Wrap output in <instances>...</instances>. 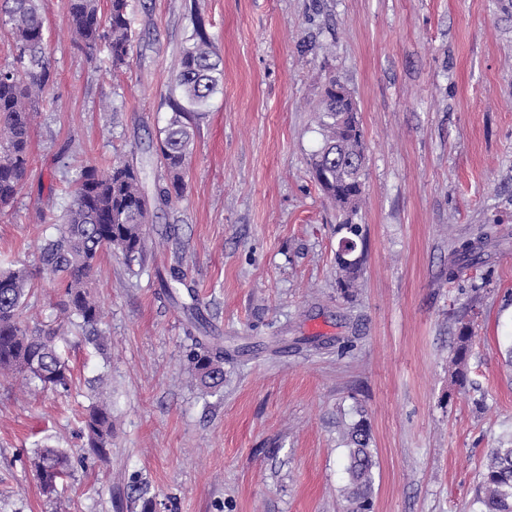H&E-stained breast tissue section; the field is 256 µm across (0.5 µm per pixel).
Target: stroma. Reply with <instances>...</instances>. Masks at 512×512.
Segmentation results:
<instances>
[{
  "mask_svg": "<svg viewBox=\"0 0 512 512\" xmlns=\"http://www.w3.org/2000/svg\"><path fill=\"white\" fill-rule=\"evenodd\" d=\"M41 10L56 104L36 114L27 183L0 209V269H37L56 235L32 216L64 213L77 174L59 166L65 145L101 168L133 162L155 197L196 20L223 83L194 116L184 191L156 206L143 265L97 261L103 348L69 327L66 391L0 377V512H118L135 476L166 512H344L342 431L361 419L374 512H477L486 456L512 442V0H132L117 70L72 41L63 0ZM331 75L357 102L367 157L363 271L347 293L336 211L310 166ZM482 230L479 264L449 280L453 243ZM176 264L196 318L159 285ZM56 293L36 278L30 325L57 323ZM196 336L224 340L218 390L188 383ZM99 401L112 408L104 462L83 458L78 423ZM40 445L73 459L60 499L30 470Z\"/></svg>",
  "mask_w": 512,
  "mask_h": 512,
  "instance_id": "35a3bbf8",
  "label": "stroma"
}]
</instances>
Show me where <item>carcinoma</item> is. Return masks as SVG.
Listing matches in <instances>:
<instances>
[{"mask_svg": "<svg viewBox=\"0 0 512 512\" xmlns=\"http://www.w3.org/2000/svg\"><path fill=\"white\" fill-rule=\"evenodd\" d=\"M66 16L74 41L93 53L105 47L112 68L128 63L133 35L130 27V0H109L107 16H102L99 0H65ZM0 21L11 26L15 57L0 67V206L13 201L27 183L31 122L39 107L54 105L45 95L53 83L54 71L45 41V21L39 0H0ZM193 43L182 52L173 81L186 101L171 104L172 116L161 132L158 149L168 175L159 188L158 200L166 203L184 190V174L193 153L196 127L190 113L200 112L218 91L223 71L214 59L212 43L197 27ZM317 124L321 145L312 155L314 178L326 197L343 217L338 231L344 233L336 252L338 284L343 289L357 287L363 255L356 254L362 227L353 223L364 192L366 146L363 130L350 112L336 111V96L324 95ZM70 201L58 228L40 255L41 270L50 274L61 293L56 307L67 318L76 319L83 341L103 344L99 330L101 310L90 292L100 253L120 255L128 268L143 259L144 231L153 213L141 186L140 174L129 161L118 158L104 168L85 165L69 191ZM488 233L462 242L451 251L448 279H457L463 270L481 257ZM36 273L26 266L0 270V374H20L43 389H66L72 374L60 351L66 335L58 325L30 329L25 315L27 296ZM472 336L463 328L458 336L455 365L466 358ZM189 354L194 380L216 389L224 383V345L215 336L193 337ZM86 438L84 453L107 460L112 447V410L93 404L80 420ZM344 444L348 452L347 471L351 488L347 512H371L374 469L371 433L363 420L346 428ZM31 471L40 491L49 500L59 497V482L71 468V456L61 448L42 446L29 457ZM126 498L140 512H159V502L149 495L144 482L128 486ZM478 512H512V446L494 448L478 487Z\"/></svg>", "mask_w": 512, "mask_h": 512, "instance_id": "obj_1", "label": "carcinoma"}]
</instances>
